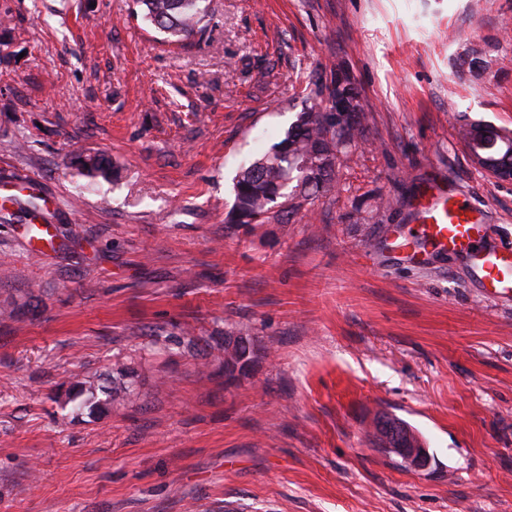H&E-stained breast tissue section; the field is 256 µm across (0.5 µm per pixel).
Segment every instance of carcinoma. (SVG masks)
<instances>
[{"label":"carcinoma","mask_w":512,"mask_h":512,"mask_svg":"<svg viewBox=\"0 0 512 512\" xmlns=\"http://www.w3.org/2000/svg\"><path fill=\"white\" fill-rule=\"evenodd\" d=\"M135 13L154 27L163 42L183 46L204 33L211 23L208 0H134ZM332 94L343 92L358 98L345 74L332 72ZM352 123L337 126L330 122L328 113L303 110L296 115L284 138L270 151L241 168L235 176L234 203L228 213L230 224H255L272 214L287 223L305 204L333 187L337 153L364 130L362 105H357ZM471 137L469 148L496 158L509 154L503 134L494 131L480 120L466 125ZM77 167L84 173L104 180L118 176V171L103 156L77 157ZM252 356H233L224 360L228 378L244 372L251 365ZM131 372L117 362L104 385L100 377L75 375L71 402L79 414L97 415L117 400L134 395Z\"/></svg>","instance_id":"1"}]
</instances>
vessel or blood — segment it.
<instances>
[{"label":"vessel or blood","instance_id":"1","mask_svg":"<svg viewBox=\"0 0 512 512\" xmlns=\"http://www.w3.org/2000/svg\"><path fill=\"white\" fill-rule=\"evenodd\" d=\"M415 229L404 237L401 248L414 258L429 253L457 251L478 263L490 294L512 292V248H485L487 227L474 206L455 193L448 182L432 177L421 183L410 211Z\"/></svg>","mask_w":512,"mask_h":512}]
</instances>
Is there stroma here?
<instances>
[{"label": "stroma", "instance_id": "1", "mask_svg": "<svg viewBox=\"0 0 512 512\" xmlns=\"http://www.w3.org/2000/svg\"><path fill=\"white\" fill-rule=\"evenodd\" d=\"M211 10L175 48L133 0H0V301L19 310L0 321V512H512V293L467 254L392 246L433 165L512 245V182L461 138L512 133V0ZM334 70L367 120L333 188L286 224L227 223L239 168L331 107ZM89 153L118 179L83 175ZM230 336L256 352L232 380ZM118 360L132 402L61 407L70 372ZM381 413L427 466L376 447Z\"/></svg>", "mask_w": 512, "mask_h": 512}]
</instances>
